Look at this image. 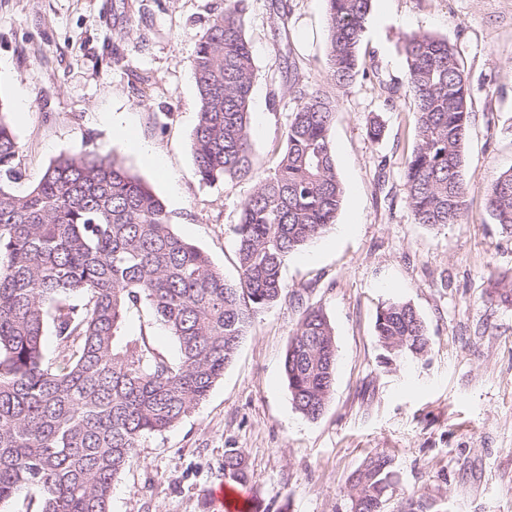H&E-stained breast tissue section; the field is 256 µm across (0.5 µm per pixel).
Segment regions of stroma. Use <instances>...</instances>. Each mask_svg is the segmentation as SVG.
Here are the masks:
<instances>
[{"mask_svg": "<svg viewBox=\"0 0 512 512\" xmlns=\"http://www.w3.org/2000/svg\"><path fill=\"white\" fill-rule=\"evenodd\" d=\"M225 0H0V102L20 146L23 186L59 157L114 154L165 204L174 231L226 279L238 276L233 227L249 182L207 185L192 138L199 100L190 62ZM256 66L253 165L273 169L293 88L338 96L330 139L345 195L333 228L283 270L287 288L262 313L206 400L146 439L112 485L111 512H206L236 450L257 512H349L347 479L385 452L399 485L387 512L426 494L438 512H512V237L483 191L512 168V0H372L359 72L344 93L327 76L324 0H244ZM456 44L472 114L462 177L470 207L459 224L415 223L403 191L414 146L405 36ZM380 116V140L367 124ZM166 175H158L153 157ZM411 303L425 320L422 356L381 366L378 310ZM322 308L334 330V390L305 419L283 373L303 311ZM122 336L143 334L168 359L178 346L146 306Z\"/></svg>", "mask_w": 512, "mask_h": 512, "instance_id": "stroma-1", "label": "stroma"}]
</instances>
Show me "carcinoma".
Listing matches in <instances>:
<instances>
[{
	"mask_svg": "<svg viewBox=\"0 0 512 512\" xmlns=\"http://www.w3.org/2000/svg\"><path fill=\"white\" fill-rule=\"evenodd\" d=\"M240 2L226 0L191 62L200 180L255 181L234 225V281L173 231L160 198L110 154L60 157L35 185L18 190L19 145L0 103V510L35 490L38 512H110L112 483L143 439L198 408L259 315L281 299L288 258L335 224L344 198L330 141L337 96L297 90L277 165L263 176L254 171L255 62ZM325 2L328 77L339 94L358 73L371 0ZM403 53L415 132L405 197L415 223L459 224L469 209L461 175L468 77L446 39L413 34ZM483 199L512 236V169ZM142 304L175 338L178 363L142 334L116 344L126 311ZM374 331L387 364L429 345L425 321L407 302L377 311ZM50 341L54 357L46 352ZM336 359L330 321L321 308H306L283 360L292 404L304 418L324 413ZM224 478L250 481L241 456H225ZM397 484L390 455L367 457L348 478L350 512H385Z\"/></svg>",
	"mask_w": 512,
	"mask_h": 512,
	"instance_id": "1",
	"label": "carcinoma"
}]
</instances>
